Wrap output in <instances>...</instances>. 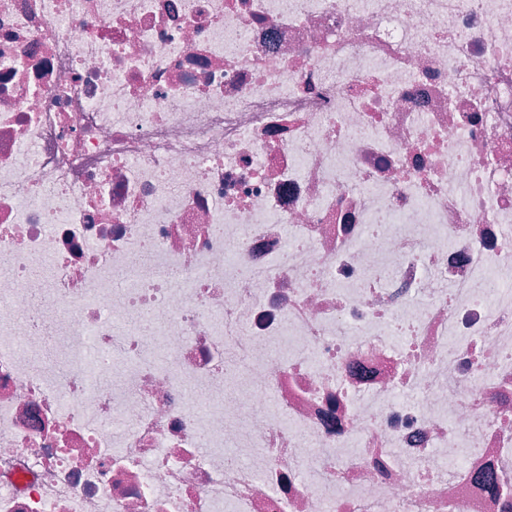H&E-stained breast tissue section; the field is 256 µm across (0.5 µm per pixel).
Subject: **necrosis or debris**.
Returning a JSON list of instances; mask_svg holds the SVG:
<instances>
[{
  "label": "necrosis or debris",
  "instance_id": "obj_1",
  "mask_svg": "<svg viewBox=\"0 0 512 512\" xmlns=\"http://www.w3.org/2000/svg\"><path fill=\"white\" fill-rule=\"evenodd\" d=\"M511 280L512 0H0V512H512Z\"/></svg>",
  "mask_w": 512,
  "mask_h": 512
}]
</instances>
